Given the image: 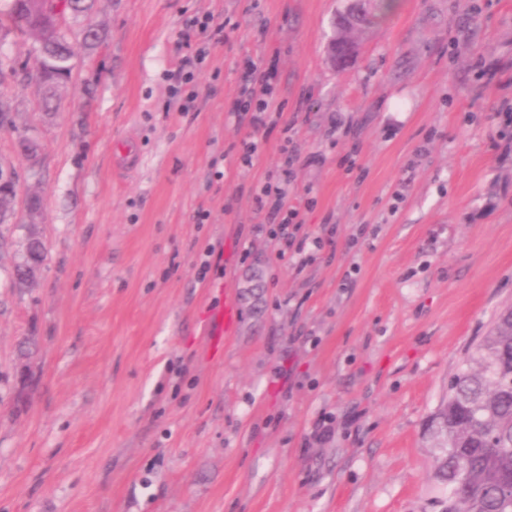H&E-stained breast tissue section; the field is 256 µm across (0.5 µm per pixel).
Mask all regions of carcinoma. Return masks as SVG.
Here are the masks:
<instances>
[{
  "mask_svg": "<svg viewBox=\"0 0 512 512\" xmlns=\"http://www.w3.org/2000/svg\"><path fill=\"white\" fill-rule=\"evenodd\" d=\"M58 0H11L0 15V43L11 34L35 37L33 65L22 69V79L47 87L43 107L57 109L56 90L64 80L61 69L41 61L45 48L60 59H72L70 26L54 22ZM82 17L83 43L98 46L104 34L91 23L95 0H71ZM387 12L386 0H372L361 22L368 29L375 12ZM13 205L9 192L0 193V235L13 227ZM46 259L42 242L33 243L23 262L13 271L16 285L26 282L24 268L39 267ZM440 415L442 456L437 475L448 484L442 512H512V305L499 313L486 336L468 354L463 368L451 380L448 401Z\"/></svg>",
  "mask_w": 512,
  "mask_h": 512,
  "instance_id": "carcinoma-1",
  "label": "carcinoma"
}]
</instances>
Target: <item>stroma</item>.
<instances>
[{"mask_svg":"<svg viewBox=\"0 0 512 512\" xmlns=\"http://www.w3.org/2000/svg\"><path fill=\"white\" fill-rule=\"evenodd\" d=\"M345 4L95 0L106 39L75 43L53 115L0 84V267L28 227L47 249L0 282V512H440L434 419L512 304V0H398L340 71ZM250 59L274 67L261 125L233 111ZM270 178L323 240L306 265L255 203ZM194 74L188 70L180 75V81L177 86L171 89V96L177 100L182 101V110H187L191 104L197 99L198 93L193 85ZM187 87L190 89L187 91ZM46 259V252L42 241L33 243L28 250L27 255L23 258V262L17 264L13 271V278L16 286H20L26 282L24 268L27 266L40 267Z\"/></svg>","mask_w":512,"mask_h":512,"instance_id":"obj_1","label":"stroma"}]
</instances>
